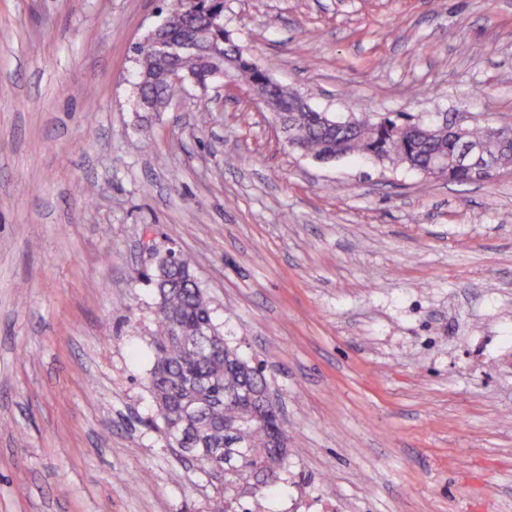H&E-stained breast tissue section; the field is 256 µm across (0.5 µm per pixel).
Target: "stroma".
<instances>
[{
	"label": "stroma",
	"mask_w": 512,
	"mask_h": 512,
	"mask_svg": "<svg viewBox=\"0 0 512 512\" xmlns=\"http://www.w3.org/2000/svg\"><path fill=\"white\" fill-rule=\"evenodd\" d=\"M162 8L0 0V512H211L151 426L169 251L278 403L271 512H512V168L319 161L222 79L142 111ZM224 26L337 119L512 124V0H224Z\"/></svg>",
	"instance_id": "obj_1"
}]
</instances>
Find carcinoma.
Masks as SVG:
<instances>
[{
    "label": "carcinoma",
    "instance_id": "cac0c4a2",
    "mask_svg": "<svg viewBox=\"0 0 512 512\" xmlns=\"http://www.w3.org/2000/svg\"><path fill=\"white\" fill-rule=\"evenodd\" d=\"M166 16L174 20L165 29L170 39L194 36L202 43L201 52L179 59L198 84L216 78V60L238 52L224 29V0H167ZM137 63L142 75L138 88L150 103L147 111H164L181 89L160 78L158 57L143 53ZM267 92L285 108L299 99L278 84ZM281 119L292 125L288 136L294 148L316 158L337 153L373 157L381 150L389 163L421 172L448 142L442 127L437 136L406 137L410 117L402 113L381 120L365 115L355 127L341 129L328 126L321 112L285 111ZM153 283L157 325L148 388L162 428L169 429L180 447L196 449L194 460L205 470L213 466V450L224 451V504L217 512H235L244 496L250 498L253 512H268V491L285 460L271 447V438L287 432L277 415L258 418L246 395L248 389L263 391L265 375L220 336L186 257L171 262L159 257Z\"/></svg>",
    "mask_w": 512,
    "mask_h": 512
}]
</instances>
